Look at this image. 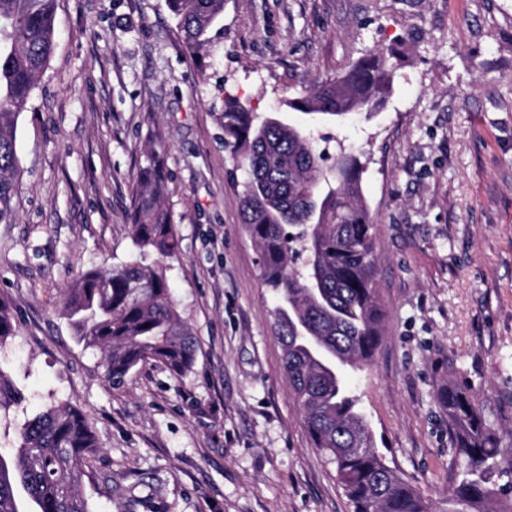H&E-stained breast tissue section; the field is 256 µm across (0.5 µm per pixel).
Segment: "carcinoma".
Wrapping results in <instances>:
<instances>
[{
  "label": "carcinoma",
  "mask_w": 512,
  "mask_h": 512,
  "mask_svg": "<svg viewBox=\"0 0 512 512\" xmlns=\"http://www.w3.org/2000/svg\"><path fill=\"white\" fill-rule=\"evenodd\" d=\"M186 50L197 55L224 15V0H166ZM55 0H0V223L15 213L19 159L13 133L55 46ZM393 67L378 54L309 89L288 107L340 121L354 110L376 112L391 91ZM224 148L247 172L241 206L260 253L262 279L273 290L274 334L283 370L312 445L334 465L352 512H432L375 446L374 434L346 374L372 363L383 343L384 304L377 288L375 224L363 194L365 168L341 152L330 172L313 133L272 115L258 117L224 97ZM152 148L135 177L128 214L137 254L112 270H90L64 293V311L80 342L106 352V377L119 387L152 361L188 372L197 345L179 318L165 271L143 265L153 252L180 246L163 198L165 147ZM14 315L0 301V343L14 334ZM460 475L448 487V512H512V448L485 417L470 385L448 380L437 391ZM21 390L0 368V411L20 404ZM99 452L81 411L66 402L43 406L18 429L14 459L0 452V512H91L79 492ZM507 476L504 485L496 482Z\"/></svg>",
  "instance_id": "1"
}]
</instances>
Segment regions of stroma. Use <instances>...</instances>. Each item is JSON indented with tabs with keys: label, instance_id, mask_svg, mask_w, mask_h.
I'll return each instance as SVG.
<instances>
[{
	"label": "stroma",
	"instance_id": "35a3bbf8",
	"mask_svg": "<svg viewBox=\"0 0 512 512\" xmlns=\"http://www.w3.org/2000/svg\"><path fill=\"white\" fill-rule=\"evenodd\" d=\"M220 25L196 58L166 0H56L57 44L17 120L15 214L0 224L16 325L0 368L26 396L0 413V443L67 401L100 448L81 485L93 512H351L283 371L221 114L231 95L306 122L286 100L376 53L395 68L385 106L313 126L364 163L375 221L387 331L349 383L378 450L446 512L448 378L474 387L512 446V0H224ZM151 130L180 237L160 264L198 348L185 374L147 362L115 388L63 293L135 254L127 214Z\"/></svg>",
	"mask_w": 512,
	"mask_h": 512
}]
</instances>
